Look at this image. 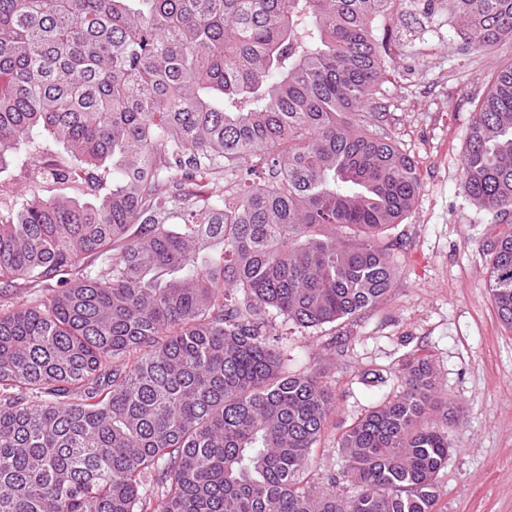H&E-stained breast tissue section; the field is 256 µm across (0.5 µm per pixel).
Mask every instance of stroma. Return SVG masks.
<instances>
[{"instance_id": "stroma-1", "label": "stroma", "mask_w": 512, "mask_h": 512, "mask_svg": "<svg viewBox=\"0 0 512 512\" xmlns=\"http://www.w3.org/2000/svg\"><path fill=\"white\" fill-rule=\"evenodd\" d=\"M392 41L379 103L381 131L414 162L421 183L396 241V277L384 298L350 319L303 332L269 315L289 370L323 374L333 413L303 478L317 491L345 489L333 446L376 402L400 394L406 360L428 357L442 394L460 412L441 471L436 512H512V330L487 288L495 216L464 192L460 160L476 103L494 64L512 61V41L488 57L449 41L447 7L409 10L388 23Z\"/></svg>"}]
</instances>
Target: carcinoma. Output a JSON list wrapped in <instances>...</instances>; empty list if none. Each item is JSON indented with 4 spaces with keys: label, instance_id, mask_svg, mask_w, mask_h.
<instances>
[{
    "label": "carcinoma",
    "instance_id": "cac0c4a2",
    "mask_svg": "<svg viewBox=\"0 0 512 512\" xmlns=\"http://www.w3.org/2000/svg\"><path fill=\"white\" fill-rule=\"evenodd\" d=\"M416 0H0V512H436L448 463L426 357L346 426L350 496L302 474L332 413L265 315L300 330L376 304L413 161L367 126L383 22ZM463 53L512 0H448ZM476 105L471 199L512 215V62ZM210 180L188 198L171 170ZM208 251L205 259L199 252ZM489 292L512 330V229ZM93 258L90 263L87 258ZM22 285L50 296L17 305Z\"/></svg>",
    "mask_w": 512,
    "mask_h": 512
}]
</instances>
